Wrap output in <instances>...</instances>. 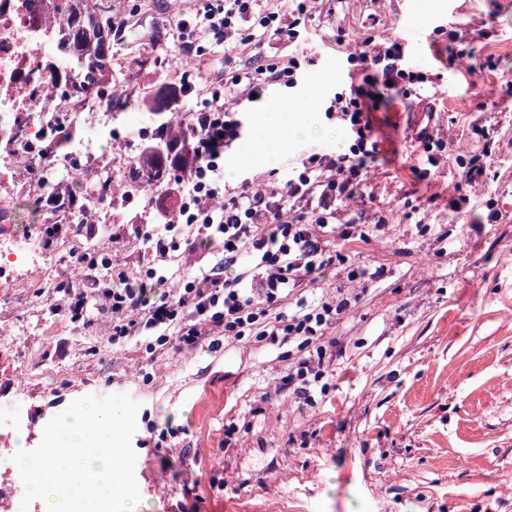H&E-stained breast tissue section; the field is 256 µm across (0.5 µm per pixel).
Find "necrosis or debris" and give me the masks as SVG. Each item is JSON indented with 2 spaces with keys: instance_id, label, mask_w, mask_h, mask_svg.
<instances>
[{
  "instance_id": "1",
  "label": "necrosis or debris",
  "mask_w": 512,
  "mask_h": 512,
  "mask_svg": "<svg viewBox=\"0 0 512 512\" xmlns=\"http://www.w3.org/2000/svg\"><path fill=\"white\" fill-rule=\"evenodd\" d=\"M54 34L48 11L30 9L29 0H0V306L15 296L57 287L68 272L50 275L42 253L44 240L66 247L78 237L82 215L47 206L54 197L50 150L61 125L78 132L84 125H109L112 115L85 106L71 109L61 84L45 79L43 68L53 63ZM27 187L30 204L44 221L29 231L16 228L19 187ZM19 393L13 384L0 390V512H21L19 471L12 461V440L27 435L30 446L40 437L28 435V422L18 409Z\"/></svg>"
}]
</instances>
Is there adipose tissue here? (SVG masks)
<instances>
[{"label":"adipose tissue","mask_w":512,"mask_h":512,"mask_svg":"<svg viewBox=\"0 0 512 512\" xmlns=\"http://www.w3.org/2000/svg\"><path fill=\"white\" fill-rule=\"evenodd\" d=\"M314 112L315 107L308 99H300L290 106L280 96H268L256 122L257 134L252 139L251 154L260 156L269 166L290 163V143L312 137L317 131L312 119Z\"/></svg>","instance_id":"obj_1"}]
</instances>
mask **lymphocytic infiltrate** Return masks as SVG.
<instances>
[{
    "label": "lymphocytic infiltrate",
    "mask_w": 512,
    "mask_h": 512,
    "mask_svg": "<svg viewBox=\"0 0 512 512\" xmlns=\"http://www.w3.org/2000/svg\"><path fill=\"white\" fill-rule=\"evenodd\" d=\"M294 2L280 13L266 8L264 0H194L192 20L174 22L179 49L203 57L206 35L232 48L261 47L271 34L297 42L320 0ZM403 57L402 42L391 38L367 39L363 50L349 53L350 86L336 93L325 109L328 120L346 129V144L333 152L306 155L288 177L269 172L259 189L224 182V155L243 129L238 105L270 85L296 87L313 59L295 51L258 60L249 70H225L203 98L190 105L189 131L167 144L180 172L172 218L162 230L142 237L159 261L180 237L221 238L222 267L192 277L173 291L152 266L136 282L123 273L113 274L109 288L89 278L77 287H59L62 304L84 310L90 297L102 296L109 303L116 344L146 331L156 332L158 343L172 339L178 347L191 349L216 336H256L270 345L300 339L305 354L284 384L296 397L309 398L312 384L324 376L323 332L351 303L346 298L324 301L291 314L282 302L306 278L335 263L339 253L331 246L328 226L339 225L342 240L359 232L358 225L337 224L336 215L348 201L362 196L368 164L379 152L365 89L378 85L411 98L424 76L405 66Z\"/></svg>",
    "instance_id": "1"
}]
</instances>
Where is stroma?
Returning a JSON list of instances; mask_svg holds the SVG:
<instances>
[{"instance_id": "obj_1", "label": "stroma", "mask_w": 512, "mask_h": 512, "mask_svg": "<svg viewBox=\"0 0 512 512\" xmlns=\"http://www.w3.org/2000/svg\"><path fill=\"white\" fill-rule=\"evenodd\" d=\"M420 1L344 0L321 11L300 44L313 65L296 88L279 91L291 103L318 97L325 134L292 142L298 157L344 143L346 131L324 110L348 88L347 54L367 38L402 40L428 78L411 100H372L380 154L364 198L340 216L365 234L337 248L381 276L352 283L333 264L283 302L295 312L351 301L325 332L332 357L310 400L283 385L300 356L294 340L227 337L216 351H182L143 336L116 346L108 317L69 324L49 290L0 308L34 430L87 395L139 403L132 446L141 512H512V0H424L425 10ZM110 2L107 21L124 24L112 44L111 112L128 132L154 126L145 102L181 79L172 24L191 16L193 2ZM481 125L495 130L488 158L474 132ZM424 131L446 145L431 168L419 159ZM79 136L96 157L89 183L144 148L123 151L94 125ZM479 157L492 176L475 185L463 173ZM167 221L154 194L81 225L85 243L112 251L111 266L94 275L113 267L141 278L142 248L124 245L142 225ZM223 256L219 240L184 245L159 271L174 289Z\"/></svg>"}]
</instances>
